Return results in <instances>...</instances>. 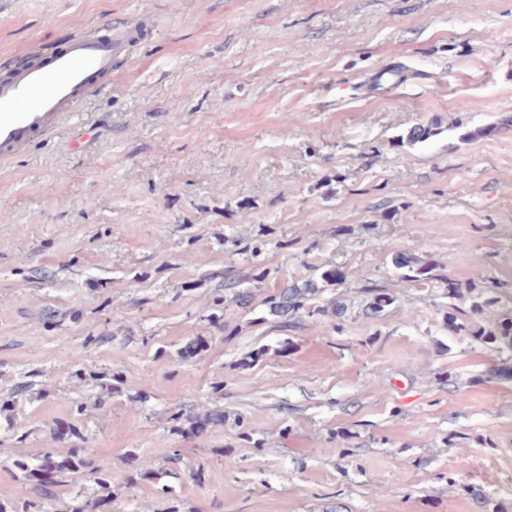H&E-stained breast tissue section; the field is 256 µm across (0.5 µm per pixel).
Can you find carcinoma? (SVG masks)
<instances>
[{
  "mask_svg": "<svg viewBox=\"0 0 512 512\" xmlns=\"http://www.w3.org/2000/svg\"><path fill=\"white\" fill-rule=\"evenodd\" d=\"M436 134L435 124L417 126L410 129L406 137L399 138V142L410 145L424 142ZM395 267L405 269L407 273L403 278L408 281L421 283L437 279L436 267L426 262H420L413 257L405 255L394 259ZM318 292L316 283L306 281L302 286L286 285L266 299L269 311L288 323L303 315H331L337 320L345 314L344 305L334 300L326 306L315 305L314 299ZM393 297L379 289L374 291L372 301L367 308L368 315L376 316L391 305ZM501 304L498 289L485 288L477 292L467 308L452 306L448 313V331L454 336H467L473 341L487 345L500 354L512 356V305L502 309L496 321L484 324L480 315L484 308ZM26 482L17 489V502L20 504L18 512H48L47 502L39 497L28 496L27 483L35 481L42 485L54 480L58 476H79L86 470H91L94 483L104 489H110L111 475L102 468H93L91 460L87 458L85 449L76 445L64 454L48 451L32 465L24 466Z\"/></svg>",
  "mask_w": 512,
  "mask_h": 512,
  "instance_id": "1",
  "label": "carcinoma"
}]
</instances>
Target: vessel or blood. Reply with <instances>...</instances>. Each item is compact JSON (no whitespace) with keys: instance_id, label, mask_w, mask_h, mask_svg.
Here are the masks:
<instances>
[{"instance_id":"obj_1","label":"vessel or blood","mask_w":512,"mask_h":512,"mask_svg":"<svg viewBox=\"0 0 512 512\" xmlns=\"http://www.w3.org/2000/svg\"><path fill=\"white\" fill-rule=\"evenodd\" d=\"M137 37L128 22L106 40L82 36L41 63L0 82V154L29 145L39 134L57 129L64 117L99 95L114 59Z\"/></svg>"}]
</instances>
